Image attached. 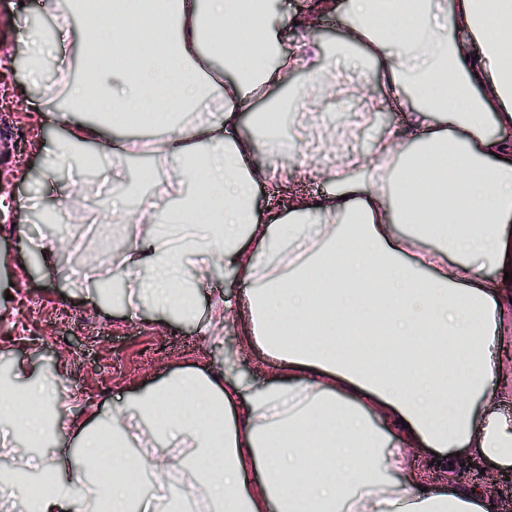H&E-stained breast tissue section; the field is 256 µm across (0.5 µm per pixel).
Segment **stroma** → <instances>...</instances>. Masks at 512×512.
Here are the masks:
<instances>
[{"instance_id":"35a3bbf8","label":"stroma","mask_w":512,"mask_h":512,"mask_svg":"<svg viewBox=\"0 0 512 512\" xmlns=\"http://www.w3.org/2000/svg\"><path fill=\"white\" fill-rule=\"evenodd\" d=\"M278 2L290 15L289 21L277 25L278 39L285 49H306L314 41L302 26L309 0ZM15 3L0 0V46L15 51L12 65L0 69L8 82L0 90V187L19 201L37 197L56 205L59 221L49 229L31 227L28 214L14 210L0 223V365L21 360L40 377L58 372L79 404L102 405L108 416L123 398L166 380L176 370L216 367L228 358L256 386L287 380V371L255 342L245 312H235L215 342L198 322L177 320L149 307L132 316L125 307L90 300L85 288L73 286L66 276H46L24 250L23 237L49 231L82 239L85 248L77 261L109 274L114 271L112 253L103 247L94 223L111 191L73 165L65 175L80 186L82 206L71 210L59 204L57 175L45 148L63 138L66 128L46 122V114L60 111L61 105L46 101L41 85L60 75L54 71L41 81L28 74L23 63L25 33L14 22ZM20 224L26 227L21 234L16 231ZM28 296L38 299L36 312L24 306Z\"/></svg>"}]
</instances>
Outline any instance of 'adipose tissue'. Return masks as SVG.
Masks as SVG:
<instances>
[{
    "label": "adipose tissue",
    "instance_id": "1",
    "mask_svg": "<svg viewBox=\"0 0 512 512\" xmlns=\"http://www.w3.org/2000/svg\"><path fill=\"white\" fill-rule=\"evenodd\" d=\"M94 2L96 38L139 62L112 66L105 87L100 71L89 75L113 127L143 102L166 103L145 123L160 133L148 144L54 115L112 184L144 149L173 174L171 194L139 202L140 233L112 254L129 312L201 317L212 337L243 309L288 379L258 388L228 360L147 387L118 420L95 409L76 420L14 361L10 390L53 413L46 426L0 399V424L28 460L21 470L1 460L0 475L47 484L24 512L91 502L100 512H488L459 473L474 459L512 468V415L483 404L490 384L512 383L496 345L506 312L482 282L490 267L512 273V0H453L449 30L439 0H344L345 35L327 56L283 50L273 0ZM159 12L176 31L131 28ZM372 72L383 77L378 98L364 87ZM291 73L305 82L263 130L275 160L263 171L239 113ZM311 101L320 110L309 116ZM382 108L409 114V127L375 126ZM319 174L328 189L317 203L290 192L289 179ZM261 178L287 195L285 223H259ZM27 248L46 275L103 283L70 265L60 236ZM219 265L247 288L238 304L200 314L183 296ZM134 441L140 451L128 452ZM412 441L434 449L445 484L408 480Z\"/></svg>",
    "mask_w": 512,
    "mask_h": 512
}]
</instances>
